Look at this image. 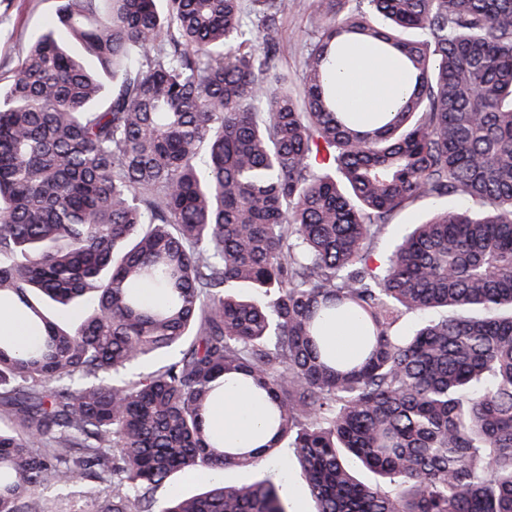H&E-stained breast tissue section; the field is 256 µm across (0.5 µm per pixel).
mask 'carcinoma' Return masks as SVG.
<instances>
[{
	"mask_svg": "<svg viewBox=\"0 0 512 512\" xmlns=\"http://www.w3.org/2000/svg\"><path fill=\"white\" fill-rule=\"evenodd\" d=\"M243 2L61 0L0 100V307L40 336L0 339V512L86 481L97 512H287L271 475L173 488L280 448L317 512H512V0H315L297 88L288 0ZM345 39L414 78L373 127L331 86ZM228 379L256 448L207 425ZM465 205V201L458 198L434 201L431 199H420L400 211L389 226L387 233L378 241L377 247L380 251H386L391 245L393 238L411 227L412 224H423L428 221L434 212L442 207L459 208ZM452 312H446L443 309L434 310L426 314H407L405 315L397 326V332L399 334H408L415 330L419 325L427 321H439L445 316H450ZM327 339L334 351L340 355L353 352L359 341L356 328L349 320L331 323L327 329Z\"/></svg>",
	"mask_w": 512,
	"mask_h": 512,
	"instance_id": "carcinoma-1",
	"label": "carcinoma"
}]
</instances>
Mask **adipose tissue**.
Wrapping results in <instances>:
<instances>
[{
  "label": "adipose tissue",
  "instance_id": "1",
  "mask_svg": "<svg viewBox=\"0 0 512 512\" xmlns=\"http://www.w3.org/2000/svg\"><path fill=\"white\" fill-rule=\"evenodd\" d=\"M333 89L344 110L365 118L396 109L412 85L402 78L397 55H380L367 44L347 41L337 54ZM211 423L225 438L253 445L265 433L266 415L262 406L228 387Z\"/></svg>",
  "mask_w": 512,
  "mask_h": 512
}]
</instances>
